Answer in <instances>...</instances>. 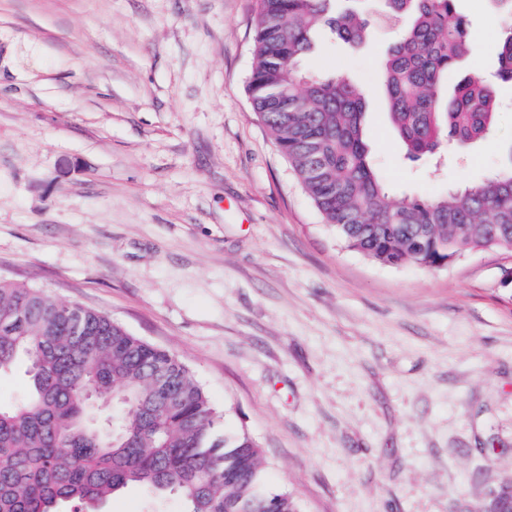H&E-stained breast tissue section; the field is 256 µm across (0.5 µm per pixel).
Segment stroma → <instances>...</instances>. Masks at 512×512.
I'll list each match as a JSON object with an SVG mask.
<instances>
[{
	"label": "stroma",
	"mask_w": 512,
	"mask_h": 512,
	"mask_svg": "<svg viewBox=\"0 0 512 512\" xmlns=\"http://www.w3.org/2000/svg\"><path fill=\"white\" fill-rule=\"evenodd\" d=\"M456 9L468 71L493 76L503 18ZM257 22V0H0V279L179 358L301 512H492L512 488V254L425 269L347 249L253 109ZM394 37H321L301 67L365 90L395 193L481 182L512 152V84L488 140L405 163Z\"/></svg>",
	"instance_id": "stroma-1"
}]
</instances>
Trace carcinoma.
<instances>
[{"mask_svg": "<svg viewBox=\"0 0 512 512\" xmlns=\"http://www.w3.org/2000/svg\"><path fill=\"white\" fill-rule=\"evenodd\" d=\"M338 0H258L254 111L342 244L383 265L441 268L464 252H512V160L483 182L433 198L391 197L363 135L366 98L343 77L303 73L324 31L352 48L368 20ZM397 38L382 62L386 112L405 156L487 138L496 90L460 71L472 31L456 0H369ZM497 79L512 83V31ZM26 365L27 395L0 405V512H84L128 488L175 494L183 512H300L263 488L245 431L219 437L209 397L186 365L108 315L0 280V373ZM118 406L112 428L87 398Z\"/></svg>", "mask_w": 512, "mask_h": 512, "instance_id": "1", "label": "carcinoma"}]
</instances>
